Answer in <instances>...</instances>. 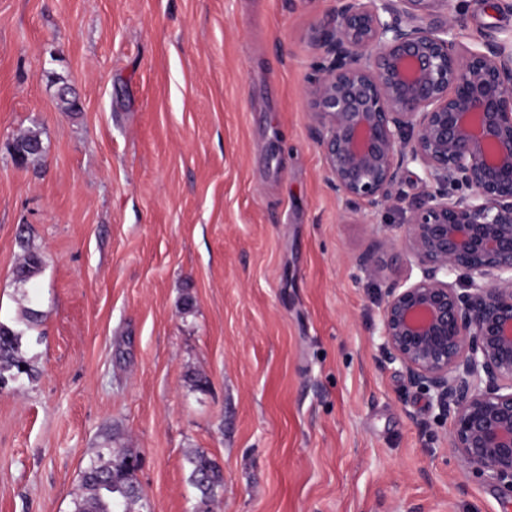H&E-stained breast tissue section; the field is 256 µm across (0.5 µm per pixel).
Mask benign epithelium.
Wrapping results in <instances>:
<instances>
[{"mask_svg": "<svg viewBox=\"0 0 512 512\" xmlns=\"http://www.w3.org/2000/svg\"><path fill=\"white\" fill-rule=\"evenodd\" d=\"M453 0H335L313 27L308 132L355 214L422 201L384 246L382 349L451 420L461 466L512 491V39H459ZM368 276L384 266L357 257Z\"/></svg>", "mask_w": 512, "mask_h": 512, "instance_id": "obj_1", "label": "benign epithelium"}]
</instances>
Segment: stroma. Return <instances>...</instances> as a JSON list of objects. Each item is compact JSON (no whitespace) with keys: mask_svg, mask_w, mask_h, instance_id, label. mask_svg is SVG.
Here are the masks:
<instances>
[{"mask_svg":"<svg viewBox=\"0 0 512 512\" xmlns=\"http://www.w3.org/2000/svg\"><path fill=\"white\" fill-rule=\"evenodd\" d=\"M334 0H0V322L41 313L0 388V512H71L104 432L149 512H512L381 347L397 214L356 219L307 131L310 31ZM512 35L499 0L461 41ZM81 110L61 111L48 72ZM41 132L39 165L10 150ZM43 256L18 285V234ZM194 308L184 312L183 299ZM205 376V390L185 380ZM188 481L196 489L198 500L211 505L224 488V475L220 467L203 451L194 450L186 455ZM197 500V501H198Z\"/></svg>","mask_w":512,"mask_h":512,"instance_id":"obj_1","label":"stroma"}]
</instances>
